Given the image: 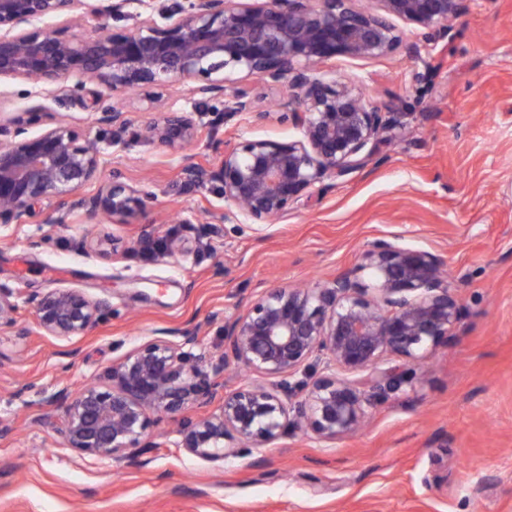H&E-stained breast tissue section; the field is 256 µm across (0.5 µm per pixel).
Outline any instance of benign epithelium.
Instances as JSON below:
<instances>
[{
  "instance_id": "obj_1",
  "label": "benign epithelium",
  "mask_w": 512,
  "mask_h": 512,
  "mask_svg": "<svg viewBox=\"0 0 512 512\" xmlns=\"http://www.w3.org/2000/svg\"><path fill=\"white\" fill-rule=\"evenodd\" d=\"M165 24L151 15L119 33L64 35L40 23H70L72 13L123 15L145 0H0V78L40 86L78 77L96 85L92 102L114 100L99 122L129 123L117 104L132 90L186 85L188 102L222 97L224 112L264 124L271 112L255 104L253 78L288 89L280 108L300 131L297 140L256 139L224 152L216 169L188 162V183L218 182L224 200L242 207L253 224L284 219L309 188L363 167L384 134L402 125L401 113L367 99L365 90L318 66L345 57L376 60L402 44L392 23L422 32L436 49L448 41V22L468 0H379L374 12L353 0H185ZM30 109L0 123V224H21L35 204L69 197L98 178L103 165L90 143ZM201 133L198 111L174 104L145 128L147 138L171 152ZM144 193L118 180L77 200L93 218L105 213L126 224L144 208ZM444 258L382 240L361 262L320 288L273 285L224 317V355L204 371L190 346L192 332L174 341L162 333L141 342L105 374L104 381L63 390V447L93 458L136 456L146 444L147 410L178 415L192 405L217 410L182 423L179 447L198 459L222 463L244 448H268L291 427H306L334 442L353 433L376 402L399 390L427 352L450 336L460 307L444 275ZM35 322L47 336L68 340L97 321L101 303L75 290L55 289L32 300ZM14 294L0 290V319L14 326ZM398 359L399 365L390 361ZM236 365L269 379L227 390L219 375Z\"/></svg>"
}]
</instances>
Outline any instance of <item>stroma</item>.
Wrapping results in <instances>:
<instances>
[{
	"instance_id": "obj_1",
	"label": "stroma",
	"mask_w": 512,
	"mask_h": 512,
	"mask_svg": "<svg viewBox=\"0 0 512 512\" xmlns=\"http://www.w3.org/2000/svg\"><path fill=\"white\" fill-rule=\"evenodd\" d=\"M403 45L371 61L337 58L336 75L375 103L395 102L403 127L366 166L312 187L283 220L251 224L219 184L186 185L184 158L220 165L248 140L297 138L256 85L267 124L221 122L224 103L199 104L202 135L169 156L145 139L148 104L132 95L121 131L98 124L88 88L65 99L24 80H0V120L35 104L100 150L103 181L148 194L131 223L87 219L70 199L0 224V288L19 296L17 327H0V512H512V0H470L430 65ZM162 240L154 254L145 239ZM440 254L461 318L410 383L377 403L357 433L333 443L288 429L271 448L217 465L177 443L184 416L148 411L159 447L122 459L61 446L53 400L101 380L162 331L197 332L211 359L222 318L273 284L313 287L353 268L379 240ZM72 289L103 302L82 336H46L32 298Z\"/></svg>"
}]
</instances>
